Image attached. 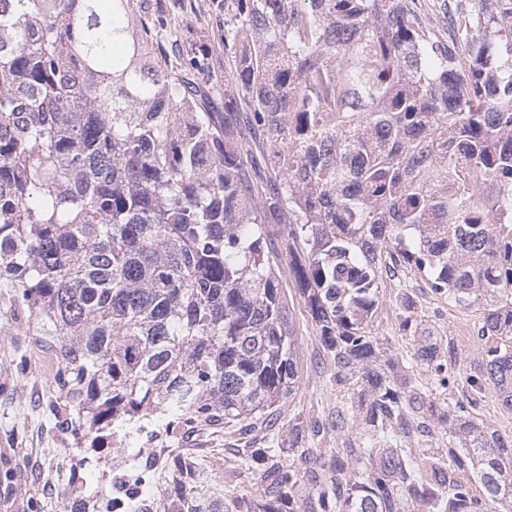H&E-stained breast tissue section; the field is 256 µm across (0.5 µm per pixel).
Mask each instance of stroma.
<instances>
[{
	"label": "stroma",
	"instance_id": "35a3bbf8",
	"mask_svg": "<svg viewBox=\"0 0 512 512\" xmlns=\"http://www.w3.org/2000/svg\"><path fill=\"white\" fill-rule=\"evenodd\" d=\"M212 0H143L140 16L162 25L163 47L178 43L195 48L201 66L192 73L204 88L203 104L213 112L224 109V80L234 61L224 51V30L217 27L210 6ZM280 283L288 300L289 318L299 345V379L291 397L277 410L275 427L287 429L289 420L312 419L335 407L341 398L329 371L322 364L316 327L308 315L292 273L282 237H274ZM412 292L418 301L424 324L435 335L453 338L461 355L473 354L477 341L471 335L480 313L476 309L450 307L447 300L432 296L423 288L419 275H399L383 293L382 311L374 324L375 333L385 338L393 354L411 353L412 344L396 332V295L399 289ZM40 326L26 327L15 318L8 293L0 294V473L13 471V479L0 476V512H56L59 494L69 488L71 472H80L89 485L108 477L113 487L130 478V467L113 462L112 438L86 453L76 446L70 430L63 428L49 410L56 400L52 380L55 361L44 352ZM139 445L140 461L150 467L153 480L143 494L150 501L163 502L168 480L169 455L176 450L197 456L206 495L224 496L225 487L247 490L252 486L249 471H229L226 460L234 445L224 426H203L186 422L166 430L164 420H154Z\"/></svg>",
	"mask_w": 512,
	"mask_h": 512
}]
</instances>
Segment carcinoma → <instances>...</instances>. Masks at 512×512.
I'll list each match as a JSON object with an SVG mask.
<instances>
[{
    "label": "carcinoma",
    "mask_w": 512,
    "mask_h": 512,
    "mask_svg": "<svg viewBox=\"0 0 512 512\" xmlns=\"http://www.w3.org/2000/svg\"><path fill=\"white\" fill-rule=\"evenodd\" d=\"M141 0H0V288L48 332L52 411L77 439L154 417L239 423L254 488L196 496L171 457V512H495L512 504V0H215L235 68L200 108L186 51L155 46ZM277 178L255 181L237 103ZM347 398L331 419L255 428L291 396L297 340L266 225ZM414 269L482 311L459 356L399 296L404 360L373 324ZM448 447L417 452L420 435ZM336 440V447L324 444ZM288 452L299 465H284ZM72 478L81 507L133 510Z\"/></svg>",
    "instance_id": "carcinoma-1"
}]
</instances>
